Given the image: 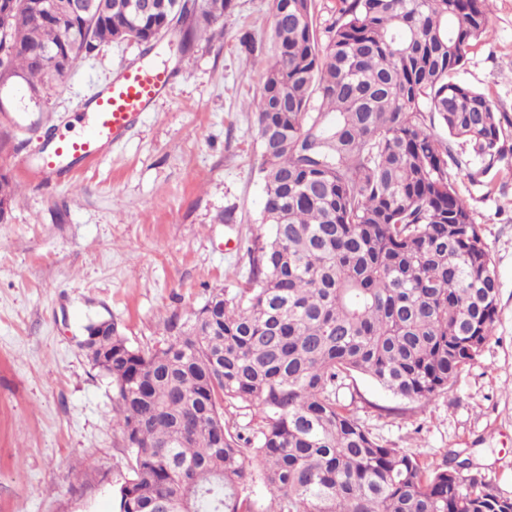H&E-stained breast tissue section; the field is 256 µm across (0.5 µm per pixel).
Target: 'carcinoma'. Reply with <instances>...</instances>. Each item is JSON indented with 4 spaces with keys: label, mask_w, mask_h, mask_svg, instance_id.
I'll return each instance as SVG.
<instances>
[{
    "label": "carcinoma",
    "mask_w": 512,
    "mask_h": 512,
    "mask_svg": "<svg viewBox=\"0 0 512 512\" xmlns=\"http://www.w3.org/2000/svg\"><path fill=\"white\" fill-rule=\"evenodd\" d=\"M47 2L0 15V87L20 79L36 100L103 45L152 49L169 22L128 0L93 18ZM491 2L336 0L323 44L315 0H271L273 52L250 103L269 232L247 248L246 285L211 289L152 347L115 322L84 326L126 451L116 512H512L469 460L389 448L339 398L358 373L428 404L491 335L495 265L448 172L456 145L483 175L504 152V116L454 80L489 35ZM231 8L184 0L181 57L223 36ZM51 45L55 67L36 54ZM234 405L258 422L224 419Z\"/></svg>",
    "instance_id": "carcinoma-1"
}]
</instances>
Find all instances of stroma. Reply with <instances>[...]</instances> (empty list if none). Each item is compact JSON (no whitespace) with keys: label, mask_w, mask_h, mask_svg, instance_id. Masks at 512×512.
I'll list each match as a JSON object with an SVG mask.
<instances>
[{"label":"stroma","mask_w":512,"mask_h":512,"mask_svg":"<svg viewBox=\"0 0 512 512\" xmlns=\"http://www.w3.org/2000/svg\"><path fill=\"white\" fill-rule=\"evenodd\" d=\"M233 4L223 37L199 39L189 62L173 36L150 51L113 43L41 103L23 84L0 88V174L15 190L0 222V512H114L122 439L109 380L79 347L83 326L111 319L132 345L150 347L172 315L247 276L246 250L267 231L249 103L273 18L270 0ZM246 34L255 53L240 43ZM129 63L172 80L100 159L68 179L46 177L45 132L68 127ZM458 78L512 122V0H493L490 33ZM506 144L495 178L473 164L451 172L498 275V315L477 361L448 393L403 415L399 399L361 375L340 395L383 444L434 463L457 452L512 497V133Z\"/></svg>","instance_id":"obj_1"}]
</instances>
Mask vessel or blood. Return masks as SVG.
I'll list each match as a JSON object with an SVG mask.
<instances>
[{"label": "vessel or blood", "mask_w": 512, "mask_h": 512, "mask_svg": "<svg viewBox=\"0 0 512 512\" xmlns=\"http://www.w3.org/2000/svg\"><path fill=\"white\" fill-rule=\"evenodd\" d=\"M171 76L144 66L124 68L78 114V129H50L42 148L45 173L63 179L122 137L170 83Z\"/></svg>", "instance_id": "1"}]
</instances>
